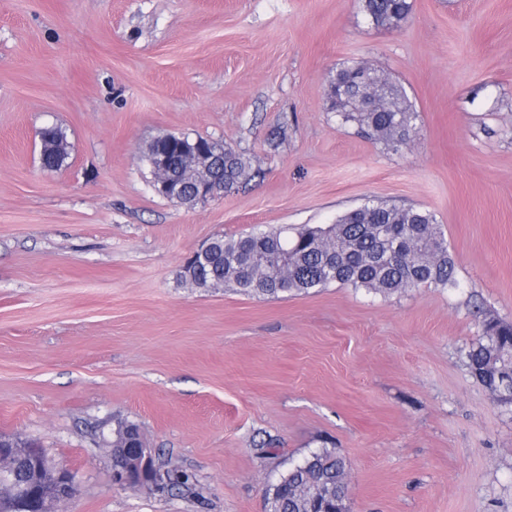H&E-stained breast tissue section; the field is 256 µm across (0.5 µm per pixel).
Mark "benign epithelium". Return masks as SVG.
Segmentation results:
<instances>
[{
	"label": "benign epithelium",
	"instance_id": "obj_1",
	"mask_svg": "<svg viewBox=\"0 0 512 512\" xmlns=\"http://www.w3.org/2000/svg\"><path fill=\"white\" fill-rule=\"evenodd\" d=\"M167 142L181 144V168L191 175V183L195 184V188L189 191L190 197H184L179 171L170 164L168 153L162 151L154 158L153 177L164 197L179 205L191 206L224 193V151L212 143L206 150L196 143L191 145L184 136H170ZM130 454L135 460L141 461L138 474L119 472V482L131 487L136 483V478L147 476L152 482L163 484L151 464L152 449L145 446L132 448ZM75 482L76 477L71 469L58 466L52 494H47L40 481L29 476L22 457L14 454L13 449L0 440V495L13 498L20 512H48L47 504L51 498L61 506L68 504L73 498Z\"/></svg>",
	"mask_w": 512,
	"mask_h": 512
}]
</instances>
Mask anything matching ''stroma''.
I'll list each match as a JSON object with an SVG mask.
<instances>
[{
    "label": "stroma",
    "mask_w": 512,
    "mask_h": 512,
    "mask_svg": "<svg viewBox=\"0 0 512 512\" xmlns=\"http://www.w3.org/2000/svg\"><path fill=\"white\" fill-rule=\"evenodd\" d=\"M412 3L387 29L358 0H0V433L76 471L68 512H267L268 485L324 447L350 512H512V406L466 359L483 316L512 321V0ZM360 59L421 116L400 151L327 109ZM166 134L261 176L178 205L144 158ZM370 199L436 214L457 289L180 282L214 235ZM119 420L192 485H117L100 436Z\"/></svg>",
    "instance_id": "35a3bbf8"
}]
</instances>
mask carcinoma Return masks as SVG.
<instances>
[{"mask_svg": "<svg viewBox=\"0 0 512 512\" xmlns=\"http://www.w3.org/2000/svg\"><path fill=\"white\" fill-rule=\"evenodd\" d=\"M375 26L397 27L412 9L411 0H359ZM329 110L343 125L387 149L399 151L418 133V114L401 88L366 62L351 61L327 82ZM260 172L250 158L224 146V186L251 182ZM456 262L434 213L369 200L326 226L268 227L239 238L213 237L209 250L188 260L180 279L190 288H232L247 296L308 294L336 283L389 296L421 286L458 287ZM483 333L471 343L466 358L471 375L497 399L512 405V323L483 319ZM139 436L137 424L119 421L112 429L115 469L129 461L127 436ZM22 451H33L41 479L52 486L44 451L16 440ZM166 487H188L192 476L177 468L165 471ZM345 460L324 448L293 464L269 489V512H349Z\"/></svg>", "mask_w": 512, "mask_h": 512, "instance_id": "1", "label": "carcinoma"}]
</instances>
